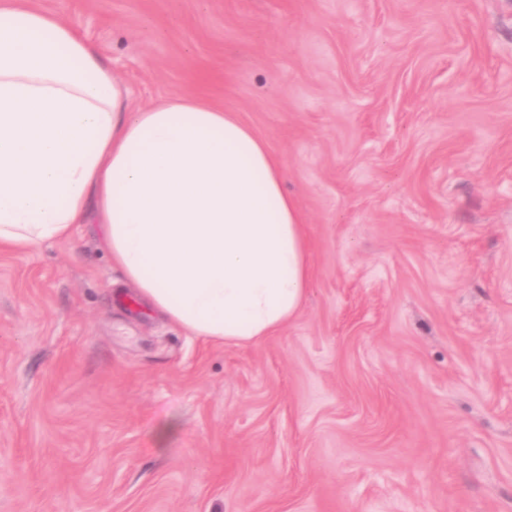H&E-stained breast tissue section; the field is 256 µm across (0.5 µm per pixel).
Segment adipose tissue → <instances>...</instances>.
Listing matches in <instances>:
<instances>
[{
  "label": "adipose tissue",
  "instance_id": "obj_1",
  "mask_svg": "<svg viewBox=\"0 0 512 512\" xmlns=\"http://www.w3.org/2000/svg\"><path fill=\"white\" fill-rule=\"evenodd\" d=\"M285 172L237 113L188 93L135 111L95 44L0 0V247L96 220L136 298L189 334L261 339L300 311L310 244Z\"/></svg>",
  "mask_w": 512,
  "mask_h": 512
}]
</instances>
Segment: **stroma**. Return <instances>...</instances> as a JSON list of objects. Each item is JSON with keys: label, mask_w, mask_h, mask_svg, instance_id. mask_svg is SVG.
I'll use <instances>...</instances> for the list:
<instances>
[{"label": "stroma", "mask_w": 512, "mask_h": 512, "mask_svg": "<svg viewBox=\"0 0 512 512\" xmlns=\"http://www.w3.org/2000/svg\"><path fill=\"white\" fill-rule=\"evenodd\" d=\"M132 106L237 113L312 280L220 344L96 224L0 250V512H512V0H33Z\"/></svg>", "instance_id": "1"}]
</instances>
